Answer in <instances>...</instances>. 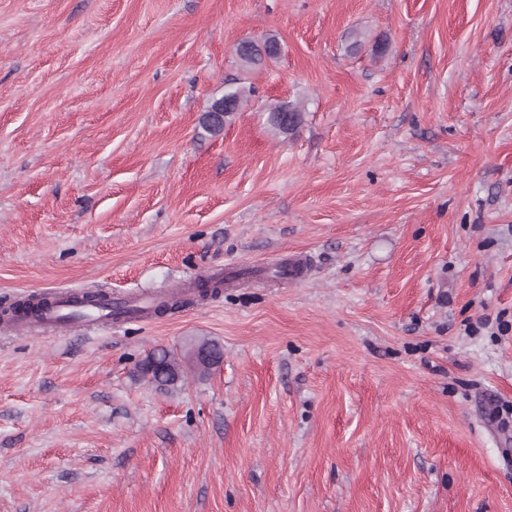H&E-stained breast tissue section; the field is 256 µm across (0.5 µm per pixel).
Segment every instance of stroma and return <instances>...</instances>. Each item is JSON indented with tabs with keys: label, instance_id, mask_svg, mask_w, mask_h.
<instances>
[{
	"label": "stroma",
	"instance_id": "stroma-1",
	"mask_svg": "<svg viewBox=\"0 0 512 512\" xmlns=\"http://www.w3.org/2000/svg\"><path fill=\"white\" fill-rule=\"evenodd\" d=\"M226 266L0 329V512H512V0H0V313ZM197 337L218 366L140 378ZM264 52L260 50L244 49L236 54L243 73H250L252 70L262 66L265 61H273L281 54L280 41L275 36H267L263 39ZM224 90V97L230 95V103H225L224 97L212 102L208 110L200 119V127L209 135H217L224 130V126L231 123L237 112H240L249 97L254 93L251 83L247 78H239ZM268 112V124L278 134H290L302 123L303 109L298 103H281ZM79 293L76 289H66L49 295L51 306L36 316L23 309L20 312L14 311L11 323L17 329L21 330H40L45 327L67 322L63 317L70 312L74 303L80 299L75 294ZM162 294L163 293L155 290L131 293L128 295L124 303L137 310L135 315L113 317L112 315H107L106 312L93 311L91 313V317L84 321L107 324L111 322L120 323L125 320L142 318L150 313L152 309L151 304L153 301H155L160 296H166ZM155 360L156 365H152ZM141 366V375L160 390L175 387L184 377L181 365L174 351L161 350L148 356Z\"/></svg>",
	"mask_w": 512,
	"mask_h": 512
}]
</instances>
